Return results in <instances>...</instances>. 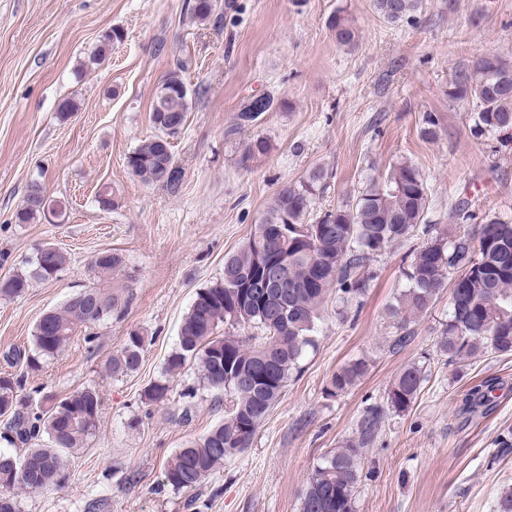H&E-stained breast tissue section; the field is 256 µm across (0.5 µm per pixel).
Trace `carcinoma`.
I'll use <instances>...</instances> for the list:
<instances>
[{
    "mask_svg": "<svg viewBox=\"0 0 512 512\" xmlns=\"http://www.w3.org/2000/svg\"><path fill=\"white\" fill-rule=\"evenodd\" d=\"M373 2L378 15L389 23L407 20L421 8V0ZM230 7V0H193L189 13L201 24L219 25ZM326 26L336 42L357 43L356 29L341 12L329 15ZM123 37L119 28L106 31L93 60L105 57ZM187 67L186 60H177L156 88L150 108L156 134L143 140L127 158L129 169L140 181L160 184L171 194L180 192L183 172L176 166L168 139L184 128L192 96L197 94L182 76ZM448 98L475 103L476 123L483 129H512V60L495 51L485 52L449 82ZM277 107L278 101L271 96L248 103L225 129L226 139L238 141L242 167L247 169L267 155L271 144L260 135L242 140L241 133ZM331 177L329 170L318 167L298 182L283 183L248 241L225 256L223 277L196 293L183 318L166 374L173 376L194 360L202 382L224 393L229 405L223 421L168 461L164 476L173 489H196L225 459L251 447L259 425L302 369L308 350L315 347L327 299L336 297V316L347 318L351 306L361 303L367 293L378 258L418 232L428 236L427 242L403 269L405 287L390 307L400 330L394 345L409 341V325L426 315L440 293L456 281L448 323L436 341L439 353L448 357L450 365L489 351L512 353V222L487 215L481 224H450L443 230L424 223L427 184L419 167L407 160L393 164L385 178L370 179L355 202L313 219ZM48 209L41 183L33 180L23 206L14 214V223L30 224ZM67 261L66 253L54 245L45 257L37 249L30 270L0 277V297L23 295L31 281L56 277ZM269 262L286 265L288 284L256 296L253 290L262 282ZM124 266V257L116 251L93 256L90 269L108 281L82 289L60 310L39 319L32 351L25 355L29 368L63 351L77 328L90 329L128 309L133 298L130 285L110 281ZM252 329L260 335L250 333ZM145 344L143 332L130 331L108 361L109 374L135 372ZM367 373L368 363L362 358L343 365L329 381V394L349 391ZM23 380L22 375L0 376V417L5 418L0 443L23 449L21 454L0 450V487H5L0 492V512H21L20 491L64 488L69 456L94 435L101 413L102 396L95 387L77 389L60 399L46 396L44 407L23 399ZM424 380L423 366L417 362L401 369L384 404L368 408L354 434L314 469L300 512H354L365 449L376 441L386 413L400 415L411 408ZM498 388L492 379L472 387L464 394L463 406L491 405Z\"/></svg>",
    "mask_w": 512,
    "mask_h": 512,
    "instance_id": "cac0c4a2",
    "label": "carcinoma"
}]
</instances>
